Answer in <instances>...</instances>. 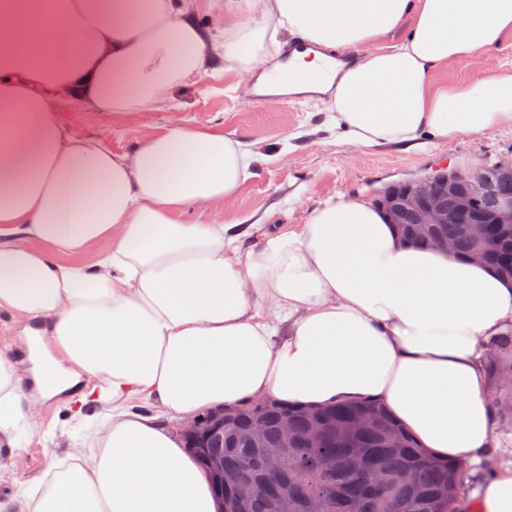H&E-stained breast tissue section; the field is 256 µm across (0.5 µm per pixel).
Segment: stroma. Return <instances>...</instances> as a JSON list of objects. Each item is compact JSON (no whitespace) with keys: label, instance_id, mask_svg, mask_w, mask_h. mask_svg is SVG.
<instances>
[{"label":"stroma","instance_id":"35a3bbf8","mask_svg":"<svg viewBox=\"0 0 512 512\" xmlns=\"http://www.w3.org/2000/svg\"><path fill=\"white\" fill-rule=\"evenodd\" d=\"M512 72V32L498 47L474 57L453 60L433 79L457 84L472 78ZM239 73L198 76L179 87L169 108L116 121L103 112H87L71 99L59 108L72 131L102 139L113 151H130L151 128L178 125L223 126L225 132L254 142L269 154L242 187L223 204L188 208L190 223L245 224L246 243L260 245L264 236L286 224L305 223L309 212L334 195L374 201L391 183L423 176L437 165L466 161L489 164L512 154V128L463 135L420 147L355 148L323 126L326 99L285 97L241 100ZM40 427H21L14 448L0 447V498L17 496L50 466L80 448L84 432L71 421L63 398L38 410Z\"/></svg>","mask_w":512,"mask_h":512}]
</instances>
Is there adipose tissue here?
<instances>
[{"instance_id": "adipose-tissue-1", "label": "adipose tissue", "mask_w": 512, "mask_h": 512, "mask_svg": "<svg viewBox=\"0 0 512 512\" xmlns=\"http://www.w3.org/2000/svg\"><path fill=\"white\" fill-rule=\"evenodd\" d=\"M281 29L309 46L269 72ZM511 30L512 0H226L219 40L180 0H0V314L31 338L24 369L0 347V445L34 423L35 393L72 391L89 431L0 512H218L180 425L260 397L379 402L430 454L491 465L463 512H512L485 373L512 280L404 243L380 207L341 196L248 246L240 224L184 213L239 193L264 158L251 143L180 125L115 153L57 106L155 112L220 59L277 94H328L353 146H413L512 128V75L431 81ZM323 46L356 60L329 69Z\"/></svg>"}]
</instances>
